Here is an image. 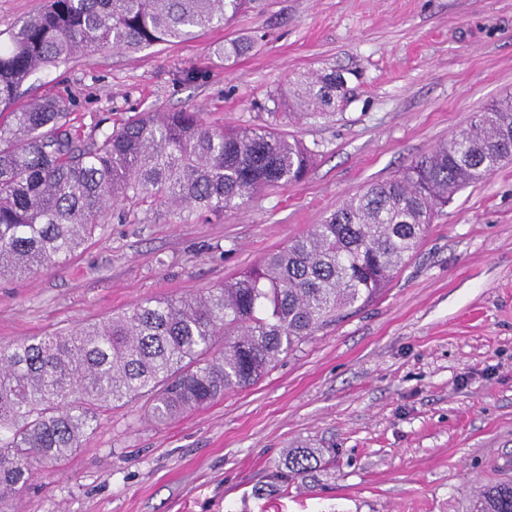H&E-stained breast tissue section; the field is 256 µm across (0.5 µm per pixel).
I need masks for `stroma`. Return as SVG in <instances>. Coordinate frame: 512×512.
<instances>
[{"instance_id":"stroma-1","label":"stroma","mask_w":512,"mask_h":512,"mask_svg":"<svg viewBox=\"0 0 512 512\" xmlns=\"http://www.w3.org/2000/svg\"><path fill=\"white\" fill-rule=\"evenodd\" d=\"M236 42L248 51L232 52ZM336 71L316 118L271 114L291 82ZM512 93V0H255L224 27L34 72L87 138L131 112L276 126L315 153L306 178L243 210L113 207L67 263L0 277V343L97 321L234 277L395 178ZM305 477L274 480L289 450ZM512 478V162L454 194L382 294L245 389L170 423L139 400L99 420L16 512H472ZM312 460L315 461V456L314 452L309 448H300L291 455L288 454V459L284 463L286 471L283 472V469H281L277 472L279 474L275 475L276 479L284 478V481H288V477H303L312 469Z\"/></svg>"}]
</instances>
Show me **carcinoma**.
Listing matches in <instances>:
<instances>
[{
  "label": "carcinoma",
  "instance_id": "carcinoma-1",
  "mask_svg": "<svg viewBox=\"0 0 512 512\" xmlns=\"http://www.w3.org/2000/svg\"><path fill=\"white\" fill-rule=\"evenodd\" d=\"M251 2L49 0L0 46V104L44 66L180 42ZM343 87L341 75L319 74L293 83L292 97L322 110ZM509 159L512 93L230 280L1 343L0 512L33 468L58 467L112 406L147 395L163 423L253 385L281 355L376 298L434 212ZM312 163V150L282 132L213 128L190 110L137 112L88 140L68 99L35 100L0 121V276L67 262L114 205L237 211L266 187L301 181ZM314 459L300 448L277 477H302ZM476 512H512V481L483 489Z\"/></svg>",
  "mask_w": 512,
  "mask_h": 512
}]
</instances>
